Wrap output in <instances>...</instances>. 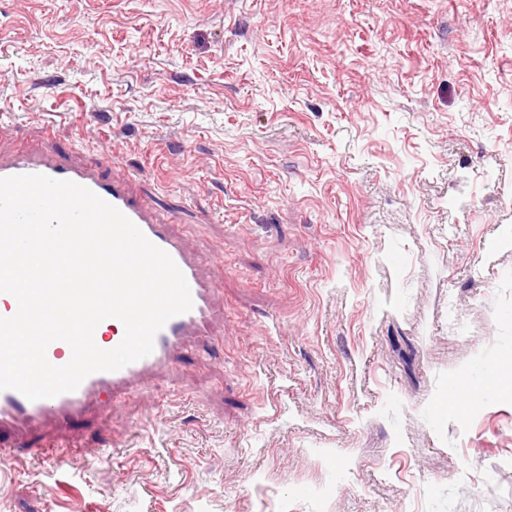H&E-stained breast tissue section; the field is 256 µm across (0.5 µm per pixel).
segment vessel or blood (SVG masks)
Returning <instances> with one entry per match:
<instances>
[{"instance_id":"vessel-or-blood-1","label":"vessel or blood","mask_w":512,"mask_h":512,"mask_svg":"<svg viewBox=\"0 0 512 512\" xmlns=\"http://www.w3.org/2000/svg\"><path fill=\"white\" fill-rule=\"evenodd\" d=\"M21 174L75 182L119 209L153 244L170 255L189 285L193 306L189 312L167 321L156 334L150 355L117 371L91 374L74 391L37 401L28 400L15 390L0 391V435H9L18 442L45 422L73 423L92 408L119 402L143 389L156 372L171 366L186 352L188 337L205 344L217 316L213 296L219 283L218 274L207 269L205 259L188 251L182 237L159 217L153 199L143 192L137 178H107L100 166L79 165L55 153L42 154L25 143L17 144L8 160L0 159V178Z\"/></svg>"}]
</instances>
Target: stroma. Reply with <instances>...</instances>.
<instances>
[{
    "label": "stroma",
    "instance_id": "1",
    "mask_svg": "<svg viewBox=\"0 0 512 512\" xmlns=\"http://www.w3.org/2000/svg\"><path fill=\"white\" fill-rule=\"evenodd\" d=\"M20 141L150 184L224 316L0 512H512V396L439 409L512 365V0H0Z\"/></svg>",
    "mask_w": 512,
    "mask_h": 512
}]
</instances>
